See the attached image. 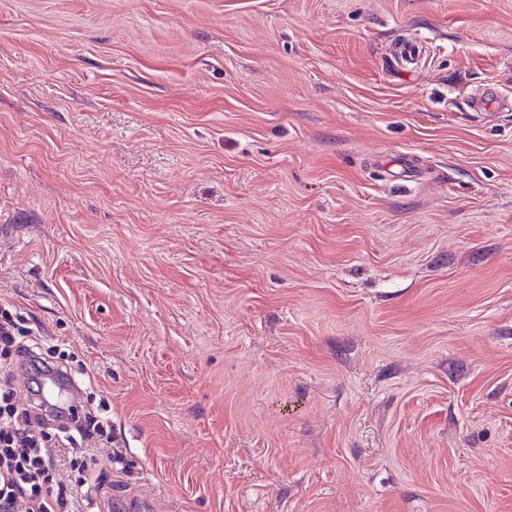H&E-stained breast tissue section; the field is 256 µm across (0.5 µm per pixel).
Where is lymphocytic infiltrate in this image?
I'll return each instance as SVG.
<instances>
[{
  "label": "lymphocytic infiltrate",
  "instance_id": "1",
  "mask_svg": "<svg viewBox=\"0 0 512 512\" xmlns=\"http://www.w3.org/2000/svg\"><path fill=\"white\" fill-rule=\"evenodd\" d=\"M108 415L71 420L47 432L38 415L21 405L8 366H0V512H94L97 502L81 485H53L58 449L111 440Z\"/></svg>",
  "mask_w": 512,
  "mask_h": 512
}]
</instances>
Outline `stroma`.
Segmentation results:
<instances>
[{
	"mask_svg": "<svg viewBox=\"0 0 512 512\" xmlns=\"http://www.w3.org/2000/svg\"><path fill=\"white\" fill-rule=\"evenodd\" d=\"M0 308L100 512H512V0H0Z\"/></svg>",
	"mask_w": 512,
	"mask_h": 512,
	"instance_id": "obj_1",
	"label": "stroma"
}]
</instances>
